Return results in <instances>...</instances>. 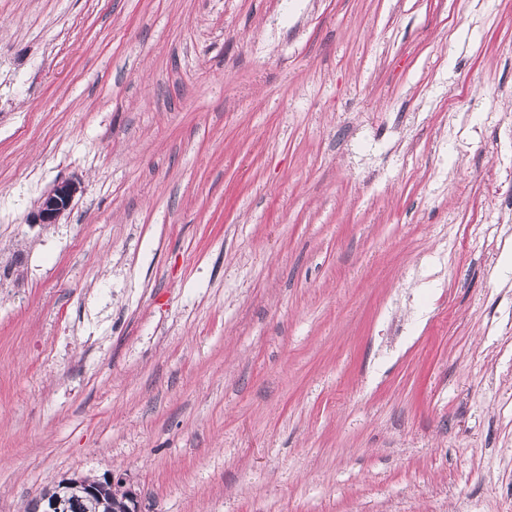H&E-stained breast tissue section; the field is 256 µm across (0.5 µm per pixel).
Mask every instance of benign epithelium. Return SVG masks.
Masks as SVG:
<instances>
[{
  "instance_id": "1",
  "label": "benign epithelium",
  "mask_w": 512,
  "mask_h": 512,
  "mask_svg": "<svg viewBox=\"0 0 512 512\" xmlns=\"http://www.w3.org/2000/svg\"><path fill=\"white\" fill-rule=\"evenodd\" d=\"M78 192V184L73 181H63L54 185L43 195L39 206L32 213V224H56L66 212ZM107 482L112 487L120 488L124 492V512H138V493L128 485L126 479L120 475L106 473L95 481H88L83 476L63 478L55 494H48L41 498L38 504L40 512H84L86 502L98 495L100 484Z\"/></svg>"
}]
</instances>
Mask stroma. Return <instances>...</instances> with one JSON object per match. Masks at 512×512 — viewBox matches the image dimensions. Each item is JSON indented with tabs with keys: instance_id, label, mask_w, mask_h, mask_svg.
<instances>
[{
	"instance_id": "35a3bbf8",
	"label": "stroma",
	"mask_w": 512,
	"mask_h": 512,
	"mask_svg": "<svg viewBox=\"0 0 512 512\" xmlns=\"http://www.w3.org/2000/svg\"><path fill=\"white\" fill-rule=\"evenodd\" d=\"M112 471L512 512V0H0V512ZM78 192V184L74 181H63L54 185L43 195L39 206L32 213L30 223L55 224L66 212Z\"/></svg>"
}]
</instances>
